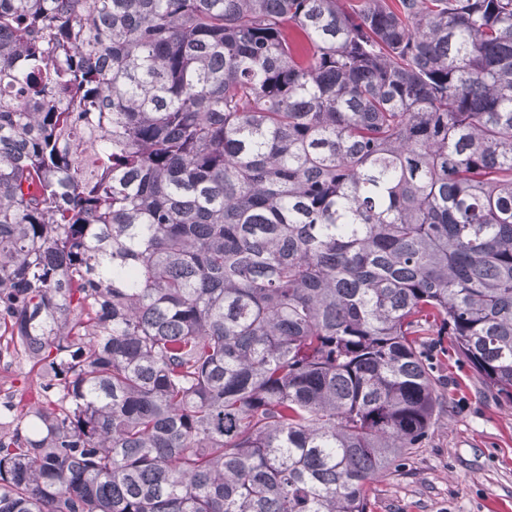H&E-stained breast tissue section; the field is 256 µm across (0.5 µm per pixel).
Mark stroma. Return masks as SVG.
<instances>
[{
    "label": "stroma",
    "mask_w": 512,
    "mask_h": 512,
    "mask_svg": "<svg viewBox=\"0 0 512 512\" xmlns=\"http://www.w3.org/2000/svg\"><path fill=\"white\" fill-rule=\"evenodd\" d=\"M438 417L373 486V512H512V403L485 390L446 336L429 343Z\"/></svg>",
    "instance_id": "stroma-1"
}]
</instances>
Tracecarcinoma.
<instances>
[{
  "mask_svg": "<svg viewBox=\"0 0 512 512\" xmlns=\"http://www.w3.org/2000/svg\"><path fill=\"white\" fill-rule=\"evenodd\" d=\"M0 0V512H370L429 337L512 402V0ZM12 358L13 360L7 358L12 364L11 376L13 380L8 403L17 404L23 397V394L27 397L31 390L38 387L41 380L37 374V369H31V365L28 362L15 356H12Z\"/></svg>",
  "mask_w": 512,
  "mask_h": 512,
  "instance_id": "cac0c4a2",
  "label": "carcinoma"
}]
</instances>
